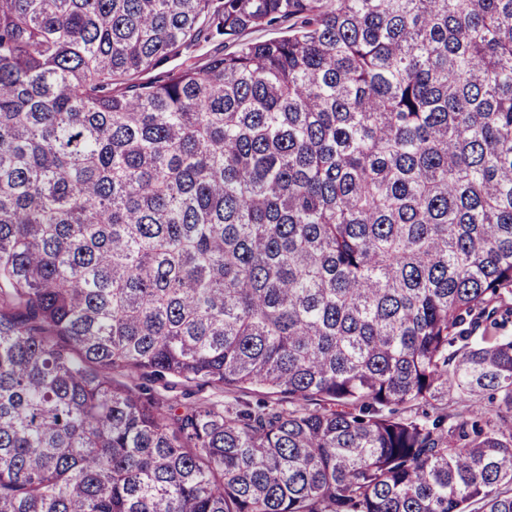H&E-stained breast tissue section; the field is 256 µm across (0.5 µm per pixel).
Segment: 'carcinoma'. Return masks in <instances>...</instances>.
Instances as JSON below:
<instances>
[{
    "instance_id": "obj_1",
    "label": "carcinoma",
    "mask_w": 512,
    "mask_h": 512,
    "mask_svg": "<svg viewBox=\"0 0 512 512\" xmlns=\"http://www.w3.org/2000/svg\"><path fill=\"white\" fill-rule=\"evenodd\" d=\"M510 322L512 0H0V512H512Z\"/></svg>"
}]
</instances>
